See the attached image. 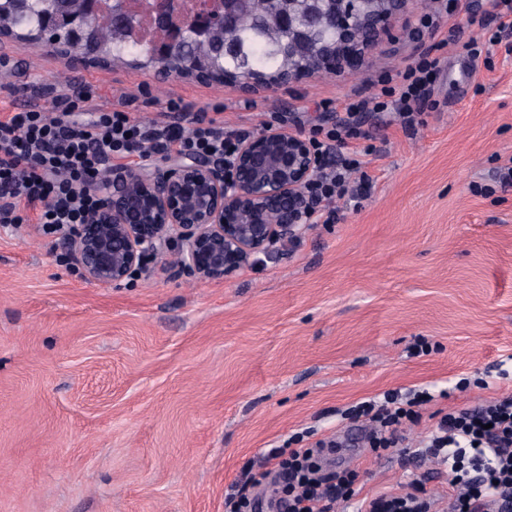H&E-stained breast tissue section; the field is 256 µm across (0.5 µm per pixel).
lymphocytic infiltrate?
I'll return each instance as SVG.
<instances>
[{
  "mask_svg": "<svg viewBox=\"0 0 512 512\" xmlns=\"http://www.w3.org/2000/svg\"><path fill=\"white\" fill-rule=\"evenodd\" d=\"M466 14L471 26L498 28L488 37L497 44L512 31V0H486L484 11L465 0H432L416 20L417 30L437 33L445 21ZM437 60L419 56L379 93L355 95L342 104L346 117L331 127L314 126L310 138L322 165L307 187L309 223L335 216L339 201L365 197L373 178L361 150H345L360 138L366 112L396 114L414 126L422 107L431 105L438 80ZM82 102L57 97L52 108L27 106L0 116V223L33 224L46 234L86 223L103 199L89 184L92 175L112 168L133 169L156 160L211 157L229 160L250 137V129L228 128L205 112L183 111L170 100L159 118L145 122L134 113L112 109L81 118ZM371 428L374 453L398 447L406 424L418 413L413 400L388 391L382 401H363L352 411ZM427 450L440 459L455 495L449 512H512V397L480 408L441 416ZM318 448H271L263 454L260 479L247 481L228 512H263L282 504L286 512H336L356 494V476L348 469L324 470Z\"/></svg>",
  "mask_w": 512,
  "mask_h": 512,
  "instance_id": "lymphocytic-infiltrate-1",
  "label": "lymphocytic infiltrate"
}]
</instances>
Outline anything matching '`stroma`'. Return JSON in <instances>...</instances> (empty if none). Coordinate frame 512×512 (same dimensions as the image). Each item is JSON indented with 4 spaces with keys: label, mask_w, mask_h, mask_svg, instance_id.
<instances>
[{
    "label": "stroma",
    "mask_w": 512,
    "mask_h": 512,
    "mask_svg": "<svg viewBox=\"0 0 512 512\" xmlns=\"http://www.w3.org/2000/svg\"><path fill=\"white\" fill-rule=\"evenodd\" d=\"M414 0L355 71L269 90L144 67L69 66L7 38L0 115L51 106L71 87L86 111L127 105L146 120L181 99L225 126L261 129L318 105L339 111L418 55L439 62L437 110L406 128L365 117L373 186L359 209L310 225L276 257L207 281L145 261L120 285L86 281L59 237L0 224V512H224L260 474L268 448L306 430L336 441L335 465L358 473V497L402 496L422 480L438 512L449 489L424 453L442 413L512 395V52L473 61L481 29L457 16L413 36ZM397 389L430 392L400 447L375 456L356 402Z\"/></svg>",
    "instance_id": "stroma-1"
}]
</instances>
